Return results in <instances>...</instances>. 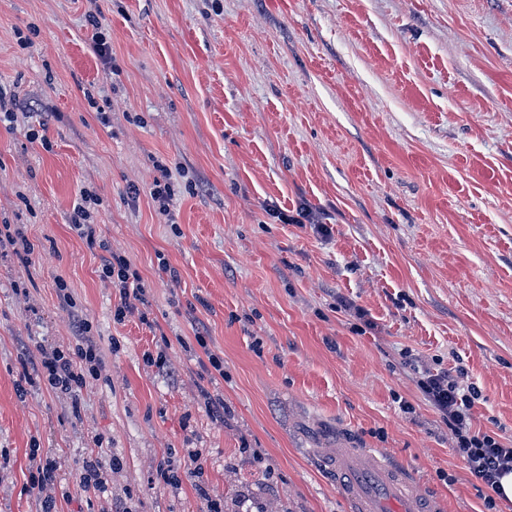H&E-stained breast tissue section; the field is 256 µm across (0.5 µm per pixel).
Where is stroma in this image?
Wrapping results in <instances>:
<instances>
[{"label":"stroma","mask_w":512,"mask_h":512,"mask_svg":"<svg viewBox=\"0 0 512 512\" xmlns=\"http://www.w3.org/2000/svg\"><path fill=\"white\" fill-rule=\"evenodd\" d=\"M0 100V225L34 246L0 250V512H41L36 448L65 463L56 512H203L193 480L156 478L188 448L224 512H345L324 448L383 450L446 512H512L400 356L464 369L474 431L512 445V0H0ZM85 188L148 322L113 319L102 251L70 227ZM302 204L330 236L268 213ZM61 280L103 357L76 404L17 392L38 347L77 342ZM99 437L123 467L90 495L74 469ZM154 167L161 173L153 182L150 194L158 206V211L165 216H170L171 206L175 196L174 184L171 181L170 171L166 165L155 162Z\"/></svg>","instance_id":"35a3bbf8"}]
</instances>
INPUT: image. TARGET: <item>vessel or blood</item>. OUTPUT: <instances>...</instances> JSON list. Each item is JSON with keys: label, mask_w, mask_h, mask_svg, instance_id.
I'll return each mask as SVG.
<instances>
[{"label": "vessel or blood", "mask_w": 512, "mask_h": 512, "mask_svg": "<svg viewBox=\"0 0 512 512\" xmlns=\"http://www.w3.org/2000/svg\"><path fill=\"white\" fill-rule=\"evenodd\" d=\"M319 461L335 474L347 512H443L440 495L424 489L412 471L380 451L330 448Z\"/></svg>", "instance_id": "1"}]
</instances>
